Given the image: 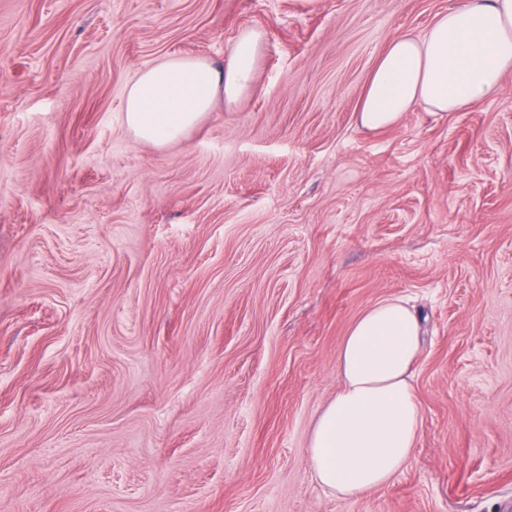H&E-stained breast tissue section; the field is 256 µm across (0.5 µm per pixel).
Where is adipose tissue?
I'll return each mask as SVG.
<instances>
[{
  "instance_id": "adipose-tissue-1",
  "label": "adipose tissue",
  "mask_w": 512,
  "mask_h": 512,
  "mask_svg": "<svg viewBox=\"0 0 512 512\" xmlns=\"http://www.w3.org/2000/svg\"><path fill=\"white\" fill-rule=\"evenodd\" d=\"M261 32H240L224 67L168 56L143 70L125 93L123 122L141 141H179L206 113L234 104L255 77ZM512 72V0H461L424 35L392 39L362 99L359 122L369 130L405 112H460L496 93ZM419 324L403 299L369 305L351 324L338 357L341 386L321 408L307 439L316 480L341 499L386 486L408 465L423 427L412 383Z\"/></svg>"
}]
</instances>
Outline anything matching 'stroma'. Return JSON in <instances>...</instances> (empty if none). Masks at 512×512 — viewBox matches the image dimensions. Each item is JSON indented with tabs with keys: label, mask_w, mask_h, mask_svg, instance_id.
I'll use <instances>...</instances> for the list:
<instances>
[{
	"label": "stroma",
	"mask_w": 512,
	"mask_h": 512,
	"mask_svg": "<svg viewBox=\"0 0 512 512\" xmlns=\"http://www.w3.org/2000/svg\"><path fill=\"white\" fill-rule=\"evenodd\" d=\"M459 0H0V512H512V73L466 111L357 112ZM251 90L175 144L124 93L164 57ZM421 318L423 428L339 499L308 434L372 303Z\"/></svg>",
	"instance_id": "stroma-1"
}]
</instances>
